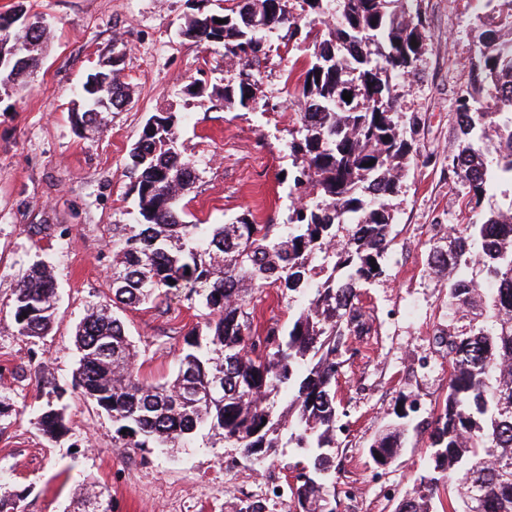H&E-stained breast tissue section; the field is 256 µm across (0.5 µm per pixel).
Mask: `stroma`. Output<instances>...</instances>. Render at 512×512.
<instances>
[{"label":"stroma","instance_id":"35a3bbf8","mask_svg":"<svg viewBox=\"0 0 512 512\" xmlns=\"http://www.w3.org/2000/svg\"><path fill=\"white\" fill-rule=\"evenodd\" d=\"M43 17L51 38L41 68L22 91L0 87V391L18 416L0 434V473L30 488L26 512H73L85 488L110 500L112 512H289L278 494L289 456L258 466L234 448L198 438L172 454L122 447L111 419L70 385L78 363L75 329L87 308L112 296V227L137 208L128 153L148 118L185 116L178 148L194 161L197 178L188 209L210 224L252 214L281 224L298 201L288 181V131L296 122L295 85L287 76L310 52L280 28L257 75L256 109L225 108L227 65L222 46L184 39L191 0H0V16L16 5ZM424 50L400 110L418 127V154L390 203L394 244L383 275L361 290L373 318L368 336L349 337L352 354L336 383L347 406L349 432L336 456L337 512H395L424 466L428 421L448 386V356L434 337L452 311L427 256L433 225L451 230L463 220L462 190L448 171L454 147L452 115L459 89L471 79L482 19L473 0H420ZM126 50L123 75L130 101L103 125L77 131L70 113L83 111L87 76ZM49 262L58 287L52 332L33 342L18 336L10 305L19 273ZM254 323L287 325L288 305L276 288L251 294ZM141 373L159 379L177 367L184 335L200 320L183 293L127 311ZM66 387L69 433L56 441L32 422L45 404V382ZM413 414L399 457L377 467L369 446L399 407Z\"/></svg>","mask_w":512,"mask_h":512}]
</instances>
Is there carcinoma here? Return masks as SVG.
I'll list each match as a JSON object with an SVG mask.
<instances>
[{"mask_svg":"<svg viewBox=\"0 0 512 512\" xmlns=\"http://www.w3.org/2000/svg\"><path fill=\"white\" fill-rule=\"evenodd\" d=\"M303 2L313 15L303 24L290 0H239L221 12L199 9L182 28L186 39L220 44L230 63L256 73L274 31L306 29L313 51L297 79L287 172L302 202L285 224H259L246 214L230 224L186 222L179 202L197 178L195 164L177 148L180 117L154 115L129 154L135 223L112 228L116 310L93 306L76 327L73 387L112 418L124 448L186 447L204 431L257 463L288 448L294 512H336L327 505L339 422L347 416L336 399L339 354L347 337L372 333L360 288L383 274L394 243L388 199L414 157L397 88L415 74L425 35L410 0ZM9 38L30 65L0 68V84L19 85L42 62L29 46L46 45L50 30L20 18ZM471 66L475 84L491 91L496 105L481 106L471 88L458 95L448 171L465 189L469 216L427 259L448 276V302L463 320L434 337L447 351L448 393L426 422L425 467L396 512H431L442 490L448 512H512V245L499 239L512 203L479 212L493 187L512 186V0H502L494 26L480 33ZM223 97L227 107L256 101L252 85L232 78ZM127 98L117 62L112 85L79 117L100 126ZM476 265L491 287L469 277ZM266 286L289 299L285 331L276 323L262 332L253 325L248 290ZM173 289L205 309L203 323L184 336L174 374L149 382L135 368L137 351L118 311ZM56 311L54 271L37 263L19 274L12 305L18 335H48ZM13 412L12 397L0 392V433ZM36 425L51 440L66 435L65 406L46 402ZM405 427L380 433L370 455L395 460ZM29 494L0 481V512H23ZM76 509L112 512V505L94 494Z\"/></svg>","mask_w":512,"mask_h":512,"instance_id":"obj_1","label":"carcinoma"}]
</instances>
